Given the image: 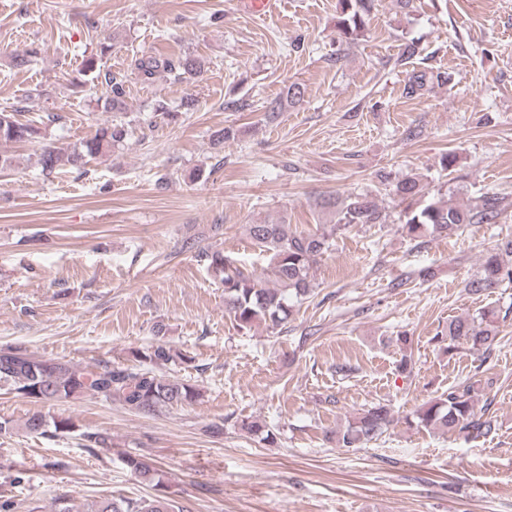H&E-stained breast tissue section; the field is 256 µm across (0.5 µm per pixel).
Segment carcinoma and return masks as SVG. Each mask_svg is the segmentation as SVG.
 Listing matches in <instances>:
<instances>
[{
    "label": "carcinoma",
    "mask_w": 512,
    "mask_h": 512,
    "mask_svg": "<svg viewBox=\"0 0 512 512\" xmlns=\"http://www.w3.org/2000/svg\"><path fill=\"white\" fill-rule=\"evenodd\" d=\"M375 0H339L340 13L336 27L347 39L362 35L372 14ZM131 70L144 79H150L164 70L179 76H194L204 69L202 61L194 58L160 59L143 56L130 64ZM84 70L104 78L109 87V104L117 109L124 104L125 80L122 76L97 72L95 57L84 61ZM449 81L441 75L425 71L414 72L408 80L410 93L415 94L432 80ZM128 129L122 123L97 128L95 134L84 140L81 148L65 155L54 147L44 146L37 164L41 174L48 177L67 164L78 165L86 157L96 156L122 143ZM40 128L33 123H22L10 112L0 113V146L39 138ZM393 192L406 204L402 229L409 235L448 236L466 224H494L505 209V198L485 194L468 205H461L453 197L432 199L416 209L412 202L425 195V187L416 173H406L395 179ZM322 208L336 211V223L322 224L312 233H290L285 225L260 222L249 225L250 238L262 251L272 255L269 277L275 287H268L253 273L237 265V260L220 251L205 254L209 268L222 275L224 283V313L241 330L250 329L257 322L275 328L288 321L292 302L312 292L309 271L324 254L331 250L334 237L359 224H378L382 214L378 200L370 193H350L342 199L329 197ZM505 282H512V239H504L482 255L479 267L466 288L476 295L491 292ZM509 311L483 309L475 314L459 316L448 321L445 333L436 336V342L448 355H454L461 346L480 354L485 364L499 340L500 321ZM134 365H99L75 369L52 358H38L22 347L0 348V387L33 402L49 403L93 396L106 402L118 401L138 413H154L174 406L192 404L197 390L176 381L162 372V368L181 362L187 364L193 357L181 353L165 341L131 352ZM483 390L480 380L467 379L448 387L440 397L415 410L407 423L429 432L458 435L466 440L486 438L497 431V419L486 411L476 409V400ZM394 423V415L385 404H375L354 416L341 430L336 431V446L358 448L386 432ZM241 430L261 436L272 443L274 434L265 425L249 419L235 422ZM75 427L70 417L50 420L41 414L30 417L26 430L34 435L52 438ZM126 465L143 483L157 486L162 483L160 470L151 461L137 457L125 458ZM54 512H184L174 501L156 495L130 502L114 496H103L74 507L65 498L56 501Z\"/></svg>",
    "instance_id": "carcinoma-1"
}]
</instances>
